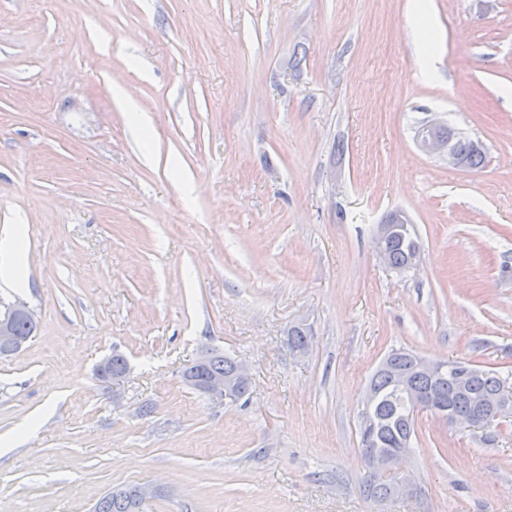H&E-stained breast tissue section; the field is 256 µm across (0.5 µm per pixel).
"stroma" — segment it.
Instances as JSON below:
<instances>
[{"mask_svg": "<svg viewBox=\"0 0 512 512\" xmlns=\"http://www.w3.org/2000/svg\"><path fill=\"white\" fill-rule=\"evenodd\" d=\"M430 120L483 167L421 152ZM393 211L422 242L404 273L374 248ZM18 225L32 288L0 312L38 328L0 356V512L124 485L145 512H512V416L420 412L395 499L359 446L391 350L512 370V0H0V240ZM206 348L243 399L183 382Z\"/></svg>", "mask_w": 512, "mask_h": 512, "instance_id": "obj_1", "label": "stroma"}]
</instances>
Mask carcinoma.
Segmentation results:
<instances>
[{"mask_svg":"<svg viewBox=\"0 0 512 512\" xmlns=\"http://www.w3.org/2000/svg\"><path fill=\"white\" fill-rule=\"evenodd\" d=\"M440 133L449 139L450 149L461 159L466 168H476L483 162V151L470 138L445 127ZM389 226L384 241L387 265L398 272L410 269L414 255L420 252L421 244L414 225L408 220H396L394 215L386 219ZM14 336L18 343L12 348L0 347V355L17 352L33 335L36 324L26 318L15 315L11 317ZM310 336L304 325L298 324L288 330V346L295 351L308 348ZM415 354L405 350H392L385 357L373 374L368 390L373 394L372 403L366 407L367 417L363 418L362 439L367 441V448L378 455L390 454L411 443L415 435L414 408L404 399L398 388L393 373L404 372L413 390L429 395L433 401L444 404L448 410L462 418L497 396L504 388H512V376H502L491 370L470 367L465 385H460L456 371L445 372L440 377L431 378L414 370ZM102 371L120 377L127 374L126 359L115 354L106 359ZM191 384H199L208 377L220 376L236 379V391L230 398L234 403L248 391L250 380L239 376V362L213 349L206 355L202 366H187L182 372ZM367 494L375 498L390 495L387 482L369 474L366 480ZM93 512H144V506L136 495V487L110 490L96 502Z\"/></svg>","mask_w":512,"mask_h":512,"instance_id":"obj_1","label":"carcinoma"}]
</instances>
